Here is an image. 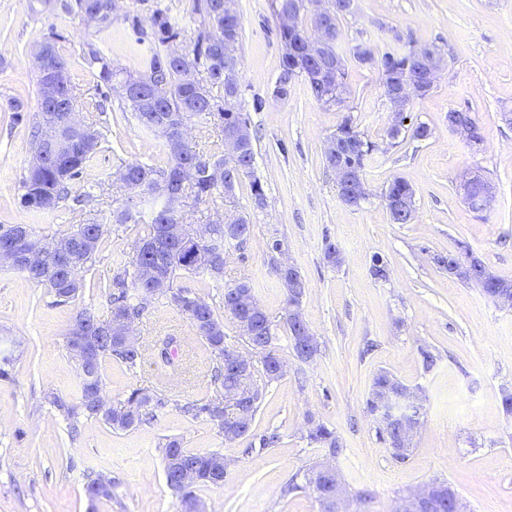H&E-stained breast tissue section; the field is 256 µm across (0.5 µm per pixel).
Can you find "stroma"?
<instances>
[{"label": "stroma", "mask_w": 512, "mask_h": 512, "mask_svg": "<svg viewBox=\"0 0 512 512\" xmlns=\"http://www.w3.org/2000/svg\"><path fill=\"white\" fill-rule=\"evenodd\" d=\"M66 0H0V224H27L35 234L63 233L88 222L108 224L127 193L91 176L73 197L44 214L19 205L39 119L35 49L60 34L73 95L95 101V81L80 57L91 44L123 71H140L151 39L140 40L124 20L136 12L149 25L155 6L166 8L186 43L200 17L191 0H118L109 31L66 14ZM275 0H234L242 21V105L256 135L255 177L266 205L254 209L250 180L242 179L235 206L249 212L252 232L241 247L224 246V277L200 272L176 284L211 305L236 280L251 282L276 334L286 365L266 389L252 431L277 430L280 442L247 451V439L226 441L205 418L185 413L210 394V357L189 319L158 295L134 329L138 340L175 337L178 363L145 358L131 366L108 358L102 380L108 404L139 388L164 398L143 424L119 430L99 418L69 416L52 403L79 405V367L66 332L86 307L105 310L112 277L130 266L139 227L104 234L94 265L80 271L84 286L65 304L18 271L0 265V351L10 353L0 379V512H180L169 487L161 448L170 438L196 453H217L229 468L223 486H203L205 512H319L305 474L322 456L306 438L309 420L335 429L344 451L334 461L350 500L369 494L365 512H392L404 494L433 482L452 487L464 512H512V413L502 406L512 390V308L442 269L437 256L461 249L497 277L512 280V0H353L340 15L338 45L347 71L344 108L314 100L304 78L287 98L274 97L282 47ZM370 44L375 56L427 44L441 48L446 66L438 86L407 105L398 137L377 67L356 61L350 49ZM21 110H13L14 102ZM470 110L482 133L470 144L448 125V113ZM352 117L374 146L364 170L368 192L360 206L343 202L324 164L327 138ZM103 135L99 169L114 171L137 160L167 163L163 138L143 128L123 98L110 94L104 111H82ZM425 124L427 138L414 137ZM486 181L489 206L475 211L464 199L471 177ZM396 177L413 187L409 223H393L382 199ZM288 245L287 260L305 283L301 309L319 343L299 361L292 350L286 292L271 264L272 239ZM340 260L330 262L328 246ZM381 261L386 277L374 276ZM438 355L426 367L422 348ZM390 372L418 391L422 424L408 459L396 461L366 409L375 376ZM112 478V495L92 501L87 484Z\"/></svg>", "instance_id": "35a3bbf8"}]
</instances>
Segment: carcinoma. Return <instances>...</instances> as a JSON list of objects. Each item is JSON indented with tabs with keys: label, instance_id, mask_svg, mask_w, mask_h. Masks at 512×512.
<instances>
[{
	"label": "carcinoma",
	"instance_id": "1",
	"mask_svg": "<svg viewBox=\"0 0 512 512\" xmlns=\"http://www.w3.org/2000/svg\"><path fill=\"white\" fill-rule=\"evenodd\" d=\"M232 0H192L193 12L201 18L200 26L189 43L180 51L169 50L171 42L179 38V32L171 23L167 9L156 6L151 16L154 49L144 63V70L153 72L155 80L167 85V98L157 104L150 103L151 88L148 84L137 83L132 74L122 75L115 68L112 59L93 45H87L82 59L97 80V89H115L114 81L121 80L122 88H131L124 92L123 99L135 114L139 123L148 130L164 118H177L190 115L191 121L200 124L212 123L221 128L220 139L214 147L200 153L189 143L179 146L169 140L165 141L167 165L154 167L140 162L127 163L119 173L123 175L125 188L129 191L125 204L112 211V223L116 228L127 224H140L142 230L134 244V256L131 266L133 271L123 270L112 281L109 292L107 312L104 315L92 309L81 311L71 324L74 330L76 323L83 324L85 335L95 339L92 360L86 371L80 372V410L87 417H100L114 429L126 430L139 425L153 413V410L164 405L162 399L149 392L134 389L126 400L118 406H108L98 411L93 402L104 400L102 387V363L107 358H116L124 363L134 365L142 358L140 345L128 347L125 341L112 333V336L99 334L101 328H111L116 321L129 319L135 321L149 308L154 299V287L146 277V269L159 267L170 287V304L185 314L195 330L196 336L206 346L212 361V378L220 383L221 389L216 394L198 400L187 407V412L195 418L203 416L217 426L220 433L232 429L237 420L231 414L216 413V409L224 404V399L238 397L246 403V409L255 413L264 397L266 387L278 379L275 371L283 364L275 344L276 336L272 322L265 310L258 315L244 309L237 314L228 316L235 326L240 320L254 323V329L247 334L239 331L249 348L259 357V364H250L244 374L229 373L227 357L230 352L225 342L224 319L203 298L190 294L185 289L171 287L174 279L181 272L193 273L202 271L214 279L220 276L209 268V249L207 243L193 237L192 225L187 222L184 204L191 201L194 206L213 203L218 199H230L241 183L242 177L249 174L255 155L254 146L241 153L226 152L225 140L233 136L236 128L249 122V117L242 106L241 61L239 55L229 56L224 49V42L238 47L241 37L242 23L238 13L231 7ZM277 16L295 10L296 26L293 33L288 28L279 27L282 43L280 79L286 87H291L293 80L302 76L307 81L311 95L322 106L329 108L336 104V96L346 91L345 70L335 71L327 68L336 62L338 53L336 0H328L327 16L332 21L330 41L325 44L321 54L307 60L304 71L294 69L288 59V39L295 45L305 46L310 41L309 32L303 25L301 11L303 0H276ZM67 14L86 16L94 11L98 16L97 26L106 30L112 26L113 6L111 0H70L64 5ZM62 36L56 34L52 41V65L57 71L60 81L64 84L63 102L71 103L68 76V63L60 53L57 41ZM190 66L196 72L204 71L209 82L186 84L182 79V68ZM381 80L385 88H390L391 80L399 75L413 77L416 75V62L412 52H386L380 60ZM40 118L31 139V158L27 174L23 180L21 205L34 212L46 213L54 210L61 201L69 199L73 185L94 168L97 154L101 148V133H96L89 144H75L72 153L62 157L47 154V145L61 120L58 106L39 102ZM333 138L353 140L358 144L354 151L344 153L338 162H325L332 169L340 164L364 172V161L373 151V145L365 141L357 131L352 119H345L336 129ZM185 168L197 169L199 173L191 181H183L180 173ZM386 198L395 196L413 198L412 186L402 178L393 179L383 192ZM163 199L161 206L150 212L143 211V205L155 199ZM232 223L241 229L237 237L227 233L224 224L214 225V230L223 242L234 241L237 245L245 244L250 237V219L245 216L233 218ZM178 225L181 234L167 237L165 227ZM108 232L104 224H81L74 231L55 233L35 237L36 243L49 256L66 254L65 263L44 269L31 266L23 270V274L31 281L44 286L56 299V303H66L75 298L83 283L77 278L81 269L95 262L96 254L103 235ZM288 328L292 338L295 357L300 360L312 359L319 347L305 352L299 347V326L297 320L288 317ZM397 383L390 373L382 371L373 380L370 397L367 400L369 413L376 417L381 406L375 394L384 390L385 386ZM309 443L324 452L337 456L342 453L343 445L336 432L320 422L307 430ZM166 476L169 486L177 491L182 512H195L199 506L196 489L199 486H222L226 470L215 473L214 459L216 454H198L183 448L178 439H170L162 446ZM307 483L315 494L318 504H323L336 484V474L323 472L316 467L310 471ZM90 500L109 498L112 495V479L100 474L86 486Z\"/></svg>",
	"mask_w": 512,
	"mask_h": 512
}]
</instances>
